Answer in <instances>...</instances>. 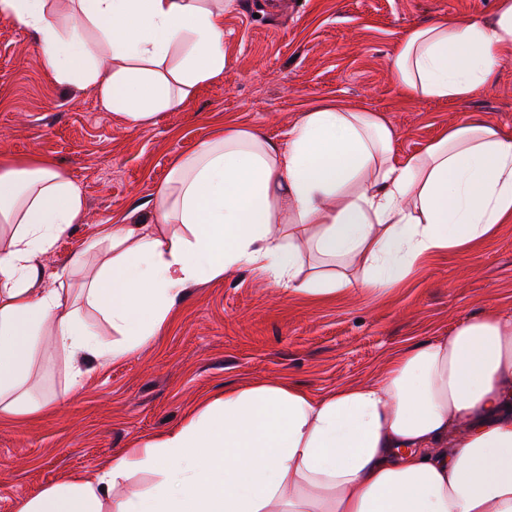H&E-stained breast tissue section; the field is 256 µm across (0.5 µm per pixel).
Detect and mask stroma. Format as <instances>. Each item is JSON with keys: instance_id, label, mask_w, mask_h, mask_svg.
Masks as SVG:
<instances>
[{"instance_id": "obj_1", "label": "stroma", "mask_w": 512, "mask_h": 512, "mask_svg": "<svg viewBox=\"0 0 512 512\" xmlns=\"http://www.w3.org/2000/svg\"><path fill=\"white\" fill-rule=\"evenodd\" d=\"M496 5L288 0L283 15L271 0H237L224 14L223 78L145 123L105 109L91 88L54 81L35 33L0 15V155L46 157L86 198L85 220L59 240L45 280L68 267L96 225L149 222L174 162L219 128H253L282 142L304 112L337 102L381 113L401 158L470 113L512 137V54L462 102L404 96L389 69L413 27L487 20ZM492 303L512 311V222L467 254L428 260L387 292L283 294L248 268L203 283L130 355L86 361L79 384L62 356L38 357L37 394L53 405L22 427L0 420V512L180 425L226 386L280 380L323 396L373 379L395 349L448 335Z\"/></svg>"}]
</instances>
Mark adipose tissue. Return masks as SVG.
Wrapping results in <instances>:
<instances>
[{"mask_svg": "<svg viewBox=\"0 0 512 512\" xmlns=\"http://www.w3.org/2000/svg\"><path fill=\"white\" fill-rule=\"evenodd\" d=\"M226 7L78 0L63 30L49 0H0L58 82L93 87L138 123L223 77ZM90 28L108 59L89 50ZM510 52L512 0H498L490 20L409 30L389 68L407 96L461 101ZM394 138L379 113L339 105L305 112L283 142L225 128L177 161L149 223L98 225L50 282L44 260L82 222L83 190L40 156H0V418L21 425L45 409L29 385L37 354L126 357L190 288L238 268L314 297L386 290L424 257L467 253L512 219V137L497 126L465 117L400 160ZM83 303L118 342L99 340ZM145 470L157 480L125 491ZM17 512H512V313L489 307L320 398L275 380L225 389Z\"/></svg>", "mask_w": 512, "mask_h": 512, "instance_id": "obj_1", "label": "adipose tissue"}]
</instances>
